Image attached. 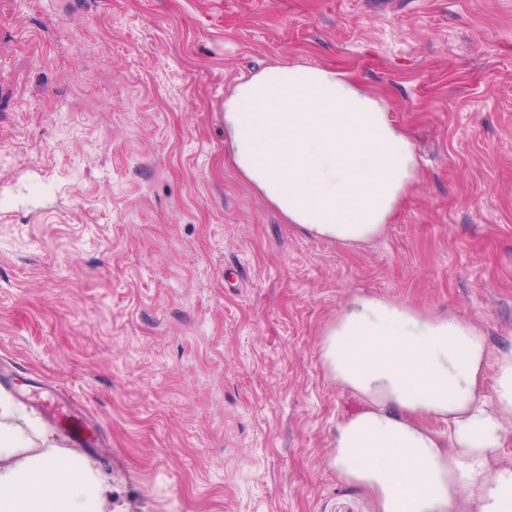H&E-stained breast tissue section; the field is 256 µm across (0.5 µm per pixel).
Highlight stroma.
<instances>
[{"mask_svg": "<svg viewBox=\"0 0 512 512\" xmlns=\"http://www.w3.org/2000/svg\"><path fill=\"white\" fill-rule=\"evenodd\" d=\"M278 62L412 141L381 238L308 237L228 163L224 98ZM356 293L512 343V0H0V369L68 388L114 512H377L328 465Z\"/></svg>", "mask_w": 512, "mask_h": 512, "instance_id": "1", "label": "stroma"}]
</instances>
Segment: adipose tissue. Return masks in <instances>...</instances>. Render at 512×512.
Returning a JSON list of instances; mask_svg holds the SVG:
<instances>
[{"instance_id": "ef3b65f1", "label": "adipose tissue", "mask_w": 512, "mask_h": 512, "mask_svg": "<svg viewBox=\"0 0 512 512\" xmlns=\"http://www.w3.org/2000/svg\"><path fill=\"white\" fill-rule=\"evenodd\" d=\"M228 159L288 223L342 246L384 233L418 169L385 106L329 66L272 64L224 100ZM327 380L358 402L329 466L378 512H512V345L477 324L350 297L319 338ZM440 421L445 431L430 428ZM0 512H112L95 460L0 396Z\"/></svg>"}]
</instances>
